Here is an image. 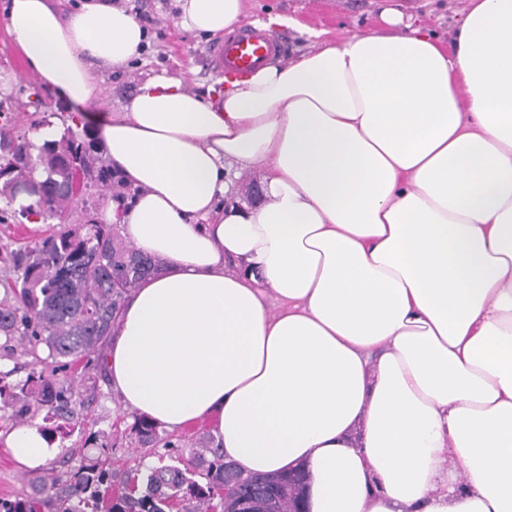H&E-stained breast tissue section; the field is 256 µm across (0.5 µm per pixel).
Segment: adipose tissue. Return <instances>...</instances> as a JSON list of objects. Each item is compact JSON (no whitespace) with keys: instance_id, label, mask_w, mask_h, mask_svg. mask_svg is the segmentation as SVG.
Wrapping results in <instances>:
<instances>
[{"instance_id":"1","label":"adipose tissue","mask_w":512,"mask_h":512,"mask_svg":"<svg viewBox=\"0 0 512 512\" xmlns=\"http://www.w3.org/2000/svg\"><path fill=\"white\" fill-rule=\"evenodd\" d=\"M233 28L243 0H178ZM26 67L81 106L147 40L131 8L10 0ZM96 135L130 189L99 218L163 271L105 357L128 412L210 425L245 473L302 470L308 512H512V0L318 43L202 95L148 77ZM264 196L225 201L229 168ZM36 469L38 423L5 439Z\"/></svg>"}]
</instances>
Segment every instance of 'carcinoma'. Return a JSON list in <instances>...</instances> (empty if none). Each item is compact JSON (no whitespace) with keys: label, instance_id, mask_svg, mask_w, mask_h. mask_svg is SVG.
Returning <instances> with one entry per match:
<instances>
[{"label":"carcinoma","instance_id":"carcinoma-1","mask_svg":"<svg viewBox=\"0 0 512 512\" xmlns=\"http://www.w3.org/2000/svg\"><path fill=\"white\" fill-rule=\"evenodd\" d=\"M27 134L15 130V117L0 120V166L30 161L43 180L56 188L49 199L36 201L37 210L23 206L20 211L36 213L41 221H59L57 229L24 251L0 255L4 275L0 287V337L28 346L33 357L25 378L14 384L0 383V403L16 408L21 418L32 404L47 408L45 419L71 420L74 378L69 370L94 371L102 361L101 349L120 314L122 303L136 285L154 274L159 260L127 246L117 225L68 223L69 188L85 183L110 186L112 173L96 166L91 145L72 127L56 140H44L38 154L31 152ZM44 346L47 358L38 354ZM51 359L46 371L41 364ZM134 433L143 446L172 442L159 436L157 426L143 416L136 419ZM112 449H100L99 456L76 470L42 479L32 494L13 501H0V512H224V485L238 479V471L224 468L218 449L204 444L193 449L197 465L203 468L201 483L195 471L163 465L146 475L127 471L112 475L107 468ZM271 499L259 503L258 512H291L299 486L276 473L262 476Z\"/></svg>","mask_w":512,"mask_h":512}]
</instances>
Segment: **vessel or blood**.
Here are the masks:
<instances>
[{
    "mask_svg": "<svg viewBox=\"0 0 512 512\" xmlns=\"http://www.w3.org/2000/svg\"><path fill=\"white\" fill-rule=\"evenodd\" d=\"M284 52L283 41L264 29L250 26L224 37L212 48L210 57L218 71L244 78L268 58Z\"/></svg>",
    "mask_w": 512,
    "mask_h": 512,
    "instance_id": "b4317fda",
    "label": "vessel or blood"
}]
</instances>
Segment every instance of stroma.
<instances>
[{
	"label": "stroma",
	"mask_w": 512,
	"mask_h": 512,
	"mask_svg": "<svg viewBox=\"0 0 512 512\" xmlns=\"http://www.w3.org/2000/svg\"><path fill=\"white\" fill-rule=\"evenodd\" d=\"M0 0V107L11 110L20 127L28 128L30 140L40 139L42 130L29 129L28 118L57 126L60 115L83 113L81 128L92 131L97 116L123 111L138 85L147 76L166 72L182 79L191 89L203 92L219 79L209 56L214 38L193 34L178 23L177 0H119L135 13L152 19L147 49L124 71L102 75V93L95 106L79 108L56 91L41 85L39 78L25 69L21 55L9 31L5 6ZM466 0H244L243 23H266L281 15L288 22L272 27V34L288 45L289 57L314 47L317 39L336 40L352 34H369L380 26L379 14L394 7L413 15L426 30L451 45L454 32L464 13ZM76 414L68 435L53 434L51 441L58 455L42 470H21L13 462L8 448L0 442V500H12L32 492L42 475L61 474L97 457L101 445L112 446V470L115 473L191 460L195 444L211 438L210 427L193 423L179 432L168 433L171 447H145L138 443L130 428L134 421L113 393L105 374L76 387Z\"/></svg>",
	"instance_id": "35a3bbf8"
}]
</instances>
